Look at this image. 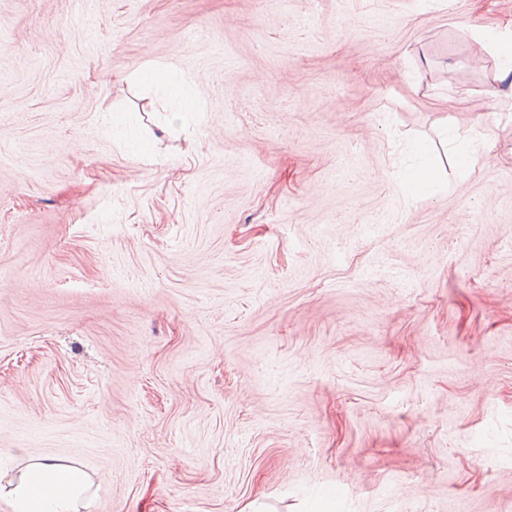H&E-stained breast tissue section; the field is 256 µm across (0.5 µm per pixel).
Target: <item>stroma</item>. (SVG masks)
Here are the masks:
<instances>
[{"label": "stroma", "mask_w": 512, "mask_h": 512, "mask_svg": "<svg viewBox=\"0 0 512 512\" xmlns=\"http://www.w3.org/2000/svg\"><path fill=\"white\" fill-rule=\"evenodd\" d=\"M486 25L512 0H0V469L79 463L88 512H512ZM419 140L448 182L408 200ZM140 79L169 93L178 105L179 114L191 112L196 102V91L191 79L178 74L173 66L148 63L138 70Z\"/></svg>", "instance_id": "35a3bbf8"}]
</instances>
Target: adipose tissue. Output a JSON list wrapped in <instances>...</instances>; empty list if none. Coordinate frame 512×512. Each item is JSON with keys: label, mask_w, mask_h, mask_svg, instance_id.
<instances>
[{"label": "adipose tissue", "mask_w": 512, "mask_h": 512, "mask_svg": "<svg viewBox=\"0 0 512 512\" xmlns=\"http://www.w3.org/2000/svg\"><path fill=\"white\" fill-rule=\"evenodd\" d=\"M138 74L143 82L169 93L180 112H190L196 102L191 79L171 66L148 63ZM90 478L84 468L54 459L30 464L17 482L7 485L13 512H78Z\"/></svg>", "instance_id": "obj_1"}]
</instances>
